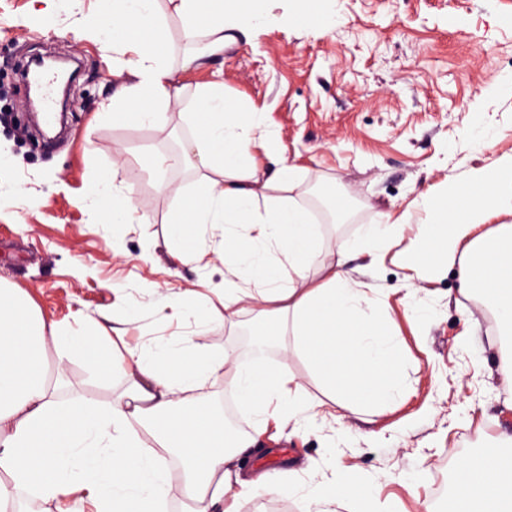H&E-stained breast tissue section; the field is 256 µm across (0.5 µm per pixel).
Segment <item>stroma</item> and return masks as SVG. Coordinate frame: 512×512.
<instances>
[{
    "label": "stroma",
    "mask_w": 512,
    "mask_h": 512,
    "mask_svg": "<svg viewBox=\"0 0 512 512\" xmlns=\"http://www.w3.org/2000/svg\"><path fill=\"white\" fill-rule=\"evenodd\" d=\"M260 20L248 36L207 64L184 67L181 21L166 19L174 84L192 91L222 78L224 92L264 112L277 139L273 158L303 169L295 189L319 215L316 262L330 263L347 246L356 280L385 289L405 270L393 260L370 265L358 244L383 211L400 213L421 193L446 195L466 170L512 154V0H317L300 20V0H261ZM109 0H0V283L19 289L36 309L63 326L100 322L123 329L141 346L194 327L190 311L172 312L159 295L187 290L201 297L223 287L224 257L208 266L173 259L171 215L198 179L193 158L168 173L158 191L150 155L168 157L190 134L177 105L153 127L106 117L117 89L110 69L119 53L81 36L84 14L109 11ZM43 55L74 56L85 67L74 81L67 124L42 138L24 108L29 97L16 65ZM492 134L474 150L468 133ZM114 176L131 192L144 221L116 224L93 206L87 189ZM339 189L355 208L344 219L316 206L311 191ZM406 318L394 304L401 366L409 387L401 403L335 419L302 415L279 430L268 426L241 455L243 476L261 472L267 449L287 448L288 491L276 500L287 512H306L311 494L344 478L367 500L340 498L332 512H442L459 465L490 457L512 436V393L499 370L512 356V337L480 295L464 296L458 268L434 276ZM214 321L199 344L230 354L239 366L287 367L310 394L318 388L306 360L247 338ZM68 383L58 398L105 403L124 387L120 374L103 376L79 354L59 357Z\"/></svg>",
    "instance_id": "1"
}]
</instances>
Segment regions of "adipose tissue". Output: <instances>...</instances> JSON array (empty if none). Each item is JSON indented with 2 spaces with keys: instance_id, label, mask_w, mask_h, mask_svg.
<instances>
[{
  "instance_id": "1",
  "label": "adipose tissue",
  "mask_w": 512,
  "mask_h": 512,
  "mask_svg": "<svg viewBox=\"0 0 512 512\" xmlns=\"http://www.w3.org/2000/svg\"><path fill=\"white\" fill-rule=\"evenodd\" d=\"M169 12L181 18L185 43L204 45L186 57L189 65L223 55L258 18L255 0H113L111 16L85 15L84 33L110 38L121 54L112 65L122 90L113 117L154 126L178 98L164 38ZM180 107L192 127L183 152L197 157L200 176L173 216L178 238L198 244L178 249L177 259L195 267L218 247L232 272L246 271L259 285L258 303L247 310L243 289L228 281L217 305L200 311V326L221 320L234 328L247 312L271 322L274 335L293 337L325 396L310 399L284 369L225 375L227 357L204 351L191 335L122 348L100 324L89 334L62 333L0 285V472L10 479L0 488V512H25L33 502L46 504V512H165L175 486L194 512H221L225 500L282 491L285 470L248 479L238 465L269 419L289 422L327 404L347 409L407 394L388 294L342 271L347 250L337 262L315 265L316 226L292 195L297 167L284 159L270 168L260 163L276 138L262 114L226 97L219 81L197 85ZM418 212L423 222H414ZM511 216L512 154L471 169L446 198L426 193L400 215L381 213L362 249L380 263L416 224L430 249L403 256V304L411 305L431 275L455 265L469 291L494 303L512 327ZM274 250L287 268L270 260ZM314 275L319 283H311ZM50 347L78 350L100 373L121 374L122 395L107 404L57 402L44 366ZM224 375L254 418L253 432L229 434L223 400L200 396ZM173 458L181 469L170 467ZM446 509L512 512V452L465 465Z\"/></svg>"
}]
</instances>
